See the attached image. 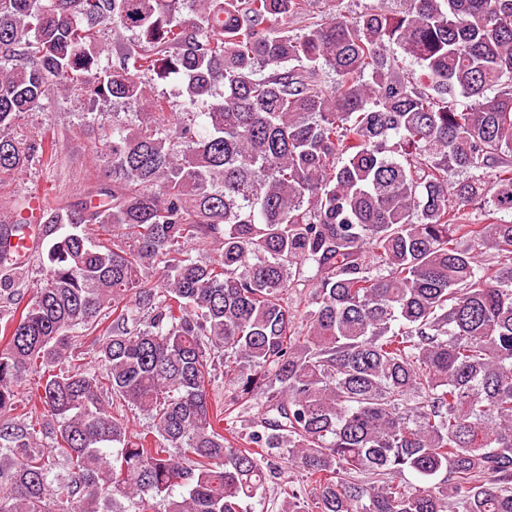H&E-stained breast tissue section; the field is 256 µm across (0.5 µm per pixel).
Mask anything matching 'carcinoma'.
I'll list each match as a JSON object with an SVG mask.
<instances>
[{
  "instance_id": "obj_1",
  "label": "carcinoma",
  "mask_w": 512,
  "mask_h": 512,
  "mask_svg": "<svg viewBox=\"0 0 512 512\" xmlns=\"http://www.w3.org/2000/svg\"><path fill=\"white\" fill-rule=\"evenodd\" d=\"M56 90L139 110L4 324L0 512H252L272 454L319 512H512V0H0V178L55 157L19 120ZM394 7V0H311L312 14L319 18L332 12L357 17L367 9L387 12Z\"/></svg>"
}]
</instances>
